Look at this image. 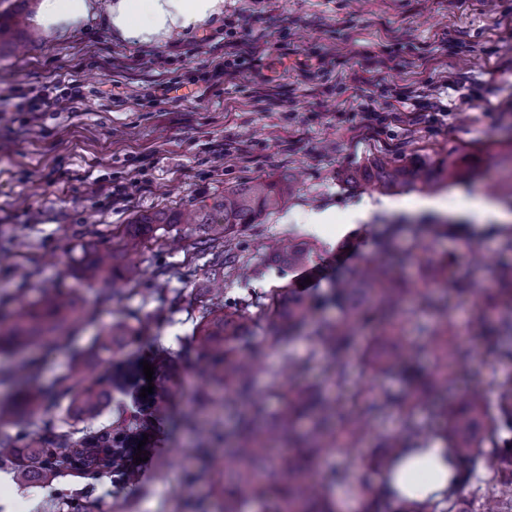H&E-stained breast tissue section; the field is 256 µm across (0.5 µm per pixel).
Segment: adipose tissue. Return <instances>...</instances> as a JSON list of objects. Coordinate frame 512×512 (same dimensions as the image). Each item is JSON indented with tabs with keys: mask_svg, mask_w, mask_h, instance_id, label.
<instances>
[{
	"mask_svg": "<svg viewBox=\"0 0 512 512\" xmlns=\"http://www.w3.org/2000/svg\"><path fill=\"white\" fill-rule=\"evenodd\" d=\"M223 14L224 0H40L35 24L43 35L55 37L98 16L123 42L150 46L188 37ZM461 474V467L449 462L444 442L435 437L399 465L393 486L405 498L438 502Z\"/></svg>",
	"mask_w": 512,
	"mask_h": 512,
	"instance_id": "ef3b65f1",
	"label": "adipose tissue"
}]
</instances>
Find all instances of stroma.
I'll return each instance as SVG.
<instances>
[{
  "label": "stroma",
  "instance_id": "stroma-1",
  "mask_svg": "<svg viewBox=\"0 0 512 512\" xmlns=\"http://www.w3.org/2000/svg\"><path fill=\"white\" fill-rule=\"evenodd\" d=\"M237 40L245 56L235 78L212 77L224 46ZM82 87L74 112H17L19 96L45 86ZM431 103L432 122L402 114L361 127L359 112L382 110L397 92ZM512 137V0H224V22L187 39L133 46L89 20L68 36L0 52V237L20 248L0 253V294L12 293L16 269L31 290L62 284L77 291L97 322L79 330L68 351L43 350L40 378L53 382L68 353L84 349L98 326L119 310L150 321L127 353L149 359L168 348L180 366L183 393L201 382L200 355L190 334L205 307L211 277L196 238L171 226L147 239L131 260L140 270L135 291L102 305L111 281L79 279L86 247L112 244L117 229L139 213L186 208L257 180L289 184L278 209L241 228L226 248L222 298H253L290 282L277 273L265 246L273 239L312 245L317 292L342 271L374 254L373 231L385 222L433 224L455 217L473 234L487 263L474 272L477 291L492 286L499 234L512 230V157L497 154ZM474 157L481 174L439 191H385L351 183V171L388 157L404 164ZM480 195L507 220L476 221L452 210ZM323 223H309L310 213ZM469 255L451 240L423 239L420 263L400 268L409 288L424 287L426 260ZM164 274H157V267ZM305 337L268 336L256 359L266 368L254 394L270 398L283 355H306ZM279 379H272V372ZM193 433L168 420L158 460L147 463L133 492L95 482L94 512H211L207 472L193 482Z\"/></svg>",
  "mask_w": 512,
  "mask_h": 512
}]
</instances>
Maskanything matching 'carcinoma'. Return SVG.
Here are the masks:
<instances>
[{
	"label": "carcinoma",
	"instance_id": "1",
	"mask_svg": "<svg viewBox=\"0 0 512 512\" xmlns=\"http://www.w3.org/2000/svg\"><path fill=\"white\" fill-rule=\"evenodd\" d=\"M19 11H0V44L11 40L19 28ZM375 171L355 170L354 183L372 181L385 190L403 187L441 190L448 182L473 178L466 163L406 166L382 158ZM289 186L259 180L224 190V195L202 201L184 211H158L140 215L119 235L120 249L92 247L78 262V273L87 281L124 277L133 279L135 270L126 258L140 251L159 226L184 225L196 236L199 253L208 257L215 274L228 264V254L213 252L214 243L253 224L265 212L276 209ZM415 240L432 235L430 224H384L377 234V257L350 271L326 294L309 300L288 286L271 289L256 301L231 302L233 312L223 305L208 307L195 326L191 340L200 351L204 385L189 404L192 414L183 416L187 428L196 429L194 414L213 408L230 409L237 401L249 403L234 432L212 427L201 436L224 441L222 452L196 448L203 468L216 478L214 495L218 512H243L244 503L257 502L265 512H339L336 490L358 503V512H512V261L501 265L497 278L501 288L492 299L507 304L508 312L495 323L478 313L467 326L471 332L492 341L485 364L493 371H507L497 381L495 398L483 393L464 397L459 411L439 408L434 394H453L471 370L470 351L460 339L457 325L448 315V295L469 291L470 268L482 265L481 252L471 238H461L470 252L469 267L448 266L443 260L442 281L435 287L415 290L419 306L434 313L442 324L426 329V335L407 341L396 321L401 317L404 289L396 287V266L413 254L398 256L395 242L402 233ZM290 267L310 261V250L291 246L274 254ZM28 289L18 288L9 297L0 296V354L22 353L31 347L58 348L73 337L77 326L92 325L94 313L82 298L65 288H41L38 296L26 299ZM260 310L256 316L249 308ZM334 308L336 320H319L308 339L312 355L282 358L283 369L293 379L306 372L320 353L333 364L330 396L319 384H290L277 396V410L266 400L253 397L252 383L263 365L251 361L245 351L257 348L263 339L261 322L278 329L281 337L298 336L314 310ZM133 313H123L101 328L90 345L72 356L67 370L46 384L39 377V360L28 357L0 378L11 391L0 396V470L28 485L34 479L54 486L57 512H94L90 500L92 484L81 488L55 486L66 476L98 480L108 478L116 485L139 480L136 453L153 457L156 449L147 443L137 450L139 440L151 430H161L160 414L175 406L178 375L172 357L163 347L151 357L152 380L131 360L117 357L140 335L141 326ZM370 327L361 356L362 373L388 380L379 391L362 383L351 385L347 357L360 343L357 330ZM433 360L427 372L419 364L421 352ZM153 393L142 397L148 384ZM114 405L118 416L112 423L91 430L87 423ZM62 409L63 417L54 414ZM395 412L401 430L380 437L362 465L380 475L411 450L421 448L429 434L443 438L457 461L480 455L485 473L467 470L448 493V506L440 509L428 501L401 500L389 489L375 490L355 475L351 467L317 469L315 461L343 448L351 455L361 447L363 428L379 415ZM19 418L25 428H15Z\"/></svg>",
	"mask_w": 512,
	"mask_h": 512
}]
</instances>
